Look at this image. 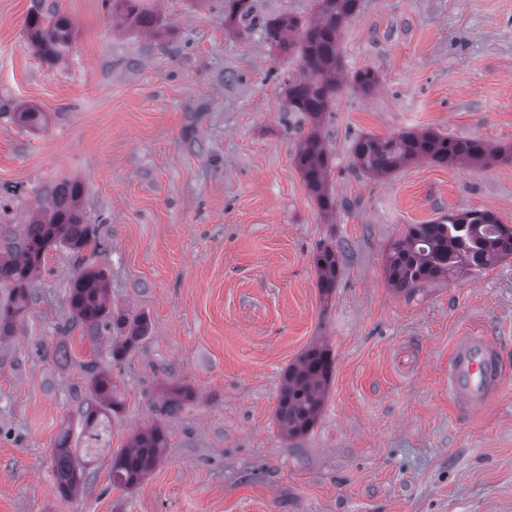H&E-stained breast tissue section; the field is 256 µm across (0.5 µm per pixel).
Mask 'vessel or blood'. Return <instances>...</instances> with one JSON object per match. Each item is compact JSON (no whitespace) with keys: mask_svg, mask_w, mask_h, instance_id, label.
Instances as JSON below:
<instances>
[{"mask_svg":"<svg viewBox=\"0 0 512 512\" xmlns=\"http://www.w3.org/2000/svg\"><path fill=\"white\" fill-rule=\"evenodd\" d=\"M504 379L498 349L485 337L469 336L454 347L448 361V394L465 407L496 400Z\"/></svg>","mask_w":512,"mask_h":512,"instance_id":"obj_1","label":"vessel or blood"}]
</instances>
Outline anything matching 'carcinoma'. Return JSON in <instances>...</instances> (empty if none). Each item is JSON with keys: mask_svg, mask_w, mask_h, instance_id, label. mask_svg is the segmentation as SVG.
Here are the masks:
<instances>
[{"mask_svg": "<svg viewBox=\"0 0 512 512\" xmlns=\"http://www.w3.org/2000/svg\"><path fill=\"white\" fill-rule=\"evenodd\" d=\"M253 0H224V24L253 28L257 25ZM359 0H316L317 19L299 27L293 18H281L265 26L271 47L281 52L297 51L301 62L299 77L288 81L287 107L300 112L312 128L300 141L296 164L319 210L336 211V197L328 177L332 157L318 132L323 115L333 103L342 81L343 68L339 34L358 10ZM123 23L140 31L153 30L155 15L140 0H112ZM27 38L46 58L59 59L69 47L74 28L69 18L56 15L50 22L34 14L26 20ZM353 82L368 93L377 83L370 70L354 74ZM19 123L38 128L44 113L26 108L15 113ZM356 165L373 177L390 175L412 161L427 160L446 166L482 169L501 158V149L479 138L442 137L432 131H404L391 136L362 135L352 145ZM83 185L65 181L56 185L46 210L33 218L9 253L0 257V283L11 288L5 304H0V338L13 334L16 321L31 298L47 249L65 244L80 253L96 241L81 208ZM512 256V226L503 224L490 211L461 210L430 224H410L404 236L389 247L384 263L387 282L398 291L412 292L423 284L447 277L473 275L501 259ZM317 285L324 298L335 293L339 278L336 250L325 247L314 256ZM109 284L101 270L79 271L69 288L73 322L90 332L113 326L125 336L112 344V359H123L135 344L149 335V322L143 315L129 321L112 320L108 305ZM334 359L323 344L306 349L285 370L276 420L283 435L306 434L320 414L327 385L333 375ZM192 398L181 386L165 390L159 411L171 413ZM122 407L112 375L97 373L90 382V399L83 413L81 431L72 439L63 429L54 443L53 458L58 492L63 497L76 494L86 463L100 450L110 447L112 414ZM168 438L159 425L136 433L112 460V483L125 488L139 484L163 458Z\"/></svg>", "mask_w": 512, "mask_h": 512, "instance_id": "1", "label": "carcinoma"}]
</instances>
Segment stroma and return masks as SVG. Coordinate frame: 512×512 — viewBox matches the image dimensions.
Here are the masks:
<instances>
[{"label":"stroma","instance_id":"stroma-1","mask_svg":"<svg viewBox=\"0 0 512 512\" xmlns=\"http://www.w3.org/2000/svg\"><path fill=\"white\" fill-rule=\"evenodd\" d=\"M142 3L158 33L123 25L112 0H0V252L73 178L100 241L50 247L0 340V512H512V258L408 294L383 272L408 225L479 209L512 226V159L417 161L376 179L351 152L361 134L427 129L512 149V0H359L320 129L328 217L296 165L309 125L286 88L300 59L227 28L224 0ZM35 11L75 26L58 62L27 39ZM366 69L379 78L368 95L352 81ZM25 106L43 127L17 122ZM327 245L341 274L325 301L313 257ZM84 268L108 275L113 316L149 319L122 364L115 331L71 323ZM472 335L506 359L501 395L478 410L448 395L449 356ZM318 343L334 358L325 405L308 433L284 437L282 374ZM96 372L123 397L113 450L155 424L169 448L129 489L102 454L65 498L54 441L79 433ZM171 384L193 398L163 414Z\"/></svg>","mask_w":512,"mask_h":512}]
</instances>
